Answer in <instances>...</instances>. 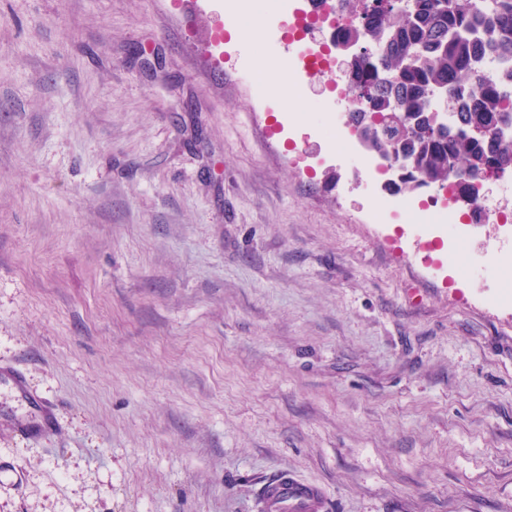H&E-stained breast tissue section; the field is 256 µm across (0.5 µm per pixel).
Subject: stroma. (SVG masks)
I'll return each mask as SVG.
<instances>
[{
	"label": "stroma",
	"instance_id": "obj_1",
	"mask_svg": "<svg viewBox=\"0 0 512 512\" xmlns=\"http://www.w3.org/2000/svg\"><path fill=\"white\" fill-rule=\"evenodd\" d=\"M235 3L0 0V512H512V222L383 214ZM329 491L319 482L307 481L284 470L260 489L259 512H328Z\"/></svg>",
	"mask_w": 512,
	"mask_h": 512
}]
</instances>
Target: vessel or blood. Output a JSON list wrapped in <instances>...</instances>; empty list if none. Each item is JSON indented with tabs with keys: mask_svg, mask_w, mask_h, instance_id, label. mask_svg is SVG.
Returning <instances> with one entry per match:
<instances>
[{
	"mask_svg": "<svg viewBox=\"0 0 512 512\" xmlns=\"http://www.w3.org/2000/svg\"><path fill=\"white\" fill-rule=\"evenodd\" d=\"M329 491L319 482L281 471L260 489L259 512H328Z\"/></svg>",
	"mask_w": 512,
	"mask_h": 512,
	"instance_id": "1",
	"label": "vessel or blood"
}]
</instances>
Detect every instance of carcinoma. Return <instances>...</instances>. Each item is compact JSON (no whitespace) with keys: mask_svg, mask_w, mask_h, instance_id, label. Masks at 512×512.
Masks as SVG:
<instances>
[{"mask_svg":"<svg viewBox=\"0 0 512 512\" xmlns=\"http://www.w3.org/2000/svg\"><path fill=\"white\" fill-rule=\"evenodd\" d=\"M349 22L335 27V45H356L345 76L362 107L349 112L369 131L385 122L373 145L407 156L400 189L448 185L468 208L478 206L475 183L490 164L512 170V139L499 134L512 115V0H340ZM457 106L452 124L436 133L423 113L436 108L433 93Z\"/></svg>","mask_w":512,"mask_h":512,"instance_id":"carcinoma-1","label":"carcinoma"}]
</instances>
